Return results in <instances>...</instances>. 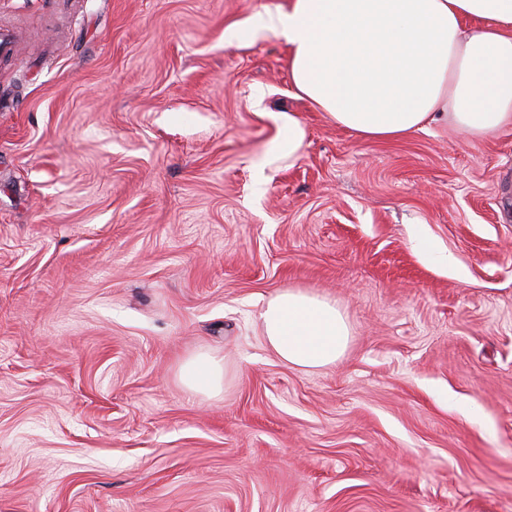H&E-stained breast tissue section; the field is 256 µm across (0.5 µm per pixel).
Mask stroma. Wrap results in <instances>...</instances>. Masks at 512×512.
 I'll return each mask as SVG.
<instances>
[{
  "label": "stroma",
  "mask_w": 512,
  "mask_h": 512,
  "mask_svg": "<svg viewBox=\"0 0 512 512\" xmlns=\"http://www.w3.org/2000/svg\"><path fill=\"white\" fill-rule=\"evenodd\" d=\"M287 5L0 0V512H512V130L336 126L226 35ZM286 288L333 365L267 347ZM260 317L267 346L280 361L296 368L332 365L350 342V326L336 304L302 290L278 292ZM180 377L190 392L217 395L224 385V365L219 359L200 354L182 366Z\"/></svg>",
  "instance_id": "stroma-1"
}]
</instances>
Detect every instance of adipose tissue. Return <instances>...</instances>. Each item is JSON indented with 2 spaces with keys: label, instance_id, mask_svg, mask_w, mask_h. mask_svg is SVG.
<instances>
[{
  "label": "adipose tissue",
  "instance_id": "ef3b65f1",
  "mask_svg": "<svg viewBox=\"0 0 512 512\" xmlns=\"http://www.w3.org/2000/svg\"><path fill=\"white\" fill-rule=\"evenodd\" d=\"M262 30L287 43L296 94L363 138L400 139L447 116L474 139L512 127V0H290L231 36ZM261 322L275 356L304 370L334 364L351 338L335 303L298 289L271 297ZM180 377L216 395L224 365L200 354Z\"/></svg>",
  "mask_w": 512,
  "mask_h": 512
}]
</instances>
